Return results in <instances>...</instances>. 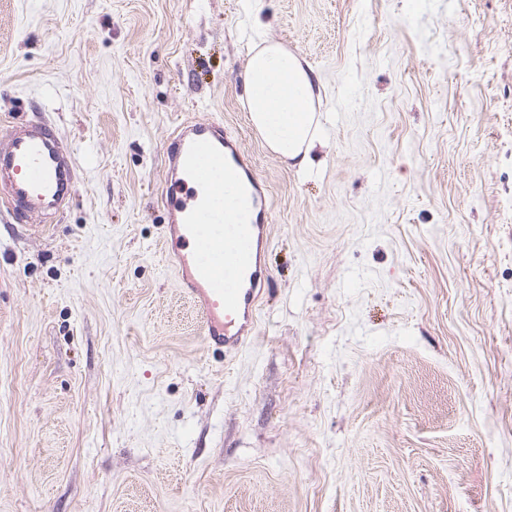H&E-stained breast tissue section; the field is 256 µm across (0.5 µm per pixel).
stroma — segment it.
I'll use <instances>...</instances> for the list:
<instances>
[{"label": "stroma", "instance_id": "35a3bbf8", "mask_svg": "<svg viewBox=\"0 0 512 512\" xmlns=\"http://www.w3.org/2000/svg\"><path fill=\"white\" fill-rule=\"evenodd\" d=\"M260 40L314 73L308 174L250 123ZM38 116L79 182L0 207V512H512V0H0V138ZM186 118L269 197L236 357L161 255Z\"/></svg>", "mask_w": 512, "mask_h": 512}]
</instances>
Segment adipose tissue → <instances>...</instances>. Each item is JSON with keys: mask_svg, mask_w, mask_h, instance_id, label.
Listing matches in <instances>:
<instances>
[{"mask_svg": "<svg viewBox=\"0 0 512 512\" xmlns=\"http://www.w3.org/2000/svg\"><path fill=\"white\" fill-rule=\"evenodd\" d=\"M243 79L250 120L265 144L298 172L309 170L311 154L323 141L309 69L280 45L257 43Z\"/></svg>", "mask_w": 512, "mask_h": 512, "instance_id": "ef3b65f1", "label": "adipose tissue"}]
</instances>
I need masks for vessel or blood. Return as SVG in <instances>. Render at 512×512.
<instances>
[{
	"label": "vessel or blood",
	"instance_id": "1",
	"mask_svg": "<svg viewBox=\"0 0 512 512\" xmlns=\"http://www.w3.org/2000/svg\"><path fill=\"white\" fill-rule=\"evenodd\" d=\"M170 186L162 250L180 292L198 310L207 345L229 356L247 349L257 328L260 295L268 278L264 223L268 198L247 174L243 152L223 126L189 119L173 131L166 149ZM245 172L235 201L231 237L213 236L210 201L221 175ZM77 169L59 129L43 119L12 125L0 141V204L19 218L54 215L72 202ZM229 266V277L217 270Z\"/></svg>",
	"mask_w": 512,
	"mask_h": 512
}]
</instances>
